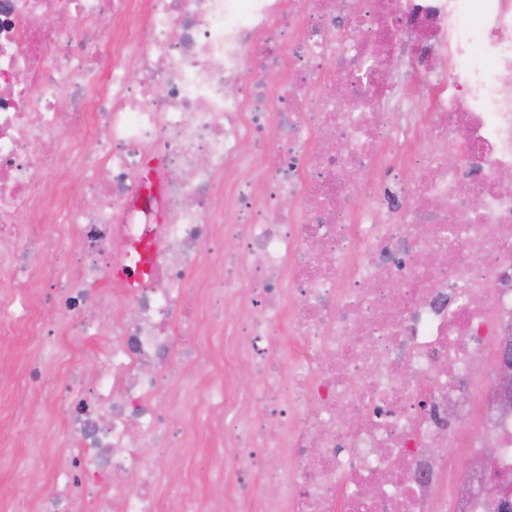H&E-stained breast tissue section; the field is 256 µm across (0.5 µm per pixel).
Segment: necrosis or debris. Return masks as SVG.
Returning a JSON list of instances; mask_svg holds the SVG:
<instances>
[{
    "label": "necrosis or debris",
    "mask_w": 512,
    "mask_h": 512,
    "mask_svg": "<svg viewBox=\"0 0 512 512\" xmlns=\"http://www.w3.org/2000/svg\"><path fill=\"white\" fill-rule=\"evenodd\" d=\"M403 39L437 78L407 152ZM45 248L75 261L38 302ZM0 271L14 416L57 422L14 471L27 512H495L431 451L480 456L452 391L512 324V0H0ZM198 389L232 454L173 471ZM480 410L512 481V413ZM415 70V62L406 55H400L389 81L391 90L385 102V109L392 112L394 122L401 128L409 124L408 105L421 90Z\"/></svg>",
    "instance_id": "necrosis-or-debris-1"
}]
</instances>
